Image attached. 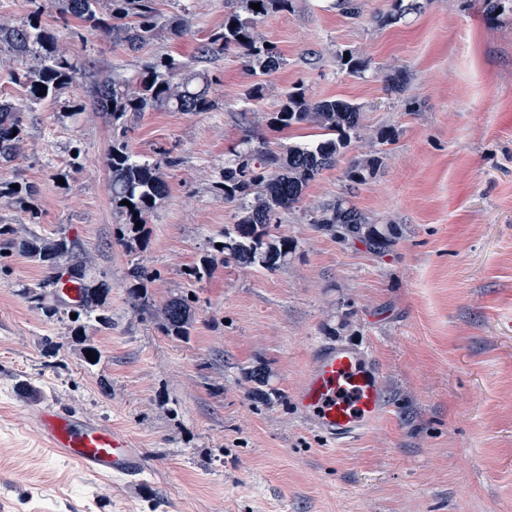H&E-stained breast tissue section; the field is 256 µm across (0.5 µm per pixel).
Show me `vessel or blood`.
<instances>
[{"mask_svg": "<svg viewBox=\"0 0 512 512\" xmlns=\"http://www.w3.org/2000/svg\"><path fill=\"white\" fill-rule=\"evenodd\" d=\"M55 293L69 306L86 299L82 282L67 276L58 279ZM293 401L303 420L327 443L342 445L384 413L376 358L362 346L334 340L319 343ZM23 420L35 429L42 448L86 474L132 483L147 469L145 455L126 431L72 405L37 401L26 406Z\"/></svg>", "mask_w": 512, "mask_h": 512, "instance_id": "obj_1", "label": "vessel or blood"}]
</instances>
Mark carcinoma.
<instances>
[{
	"instance_id": "1",
	"label": "carcinoma",
	"mask_w": 512,
	"mask_h": 512,
	"mask_svg": "<svg viewBox=\"0 0 512 512\" xmlns=\"http://www.w3.org/2000/svg\"><path fill=\"white\" fill-rule=\"evenodd\" d=\"M34 9L27 19L16 21L0 16V68H8L15 82L27 93V102L17 103L9 96H0V167L8 166L28 154L25 135V113L51 101L59 106L60 116L72 118L82 112H105L112 119L114 136L106 165L111 173L112 211L125 225L127 241L138 239L146 216L167 196L165 169L176 163L171 152L163 151L157 158H145L128 149L126 134L132 123L144 112L174 110L207 112L216 107L210 92L213 84L209 74L197 66L219 53L234 52L242 69L257 81L247 90L243 107L248 108L264 97L277 94L279 109L268 118L269 125L280 129H312L313 139L288 146L284 152L266 150L261 141L248 133L238 150L224 159L219 187L224 200L235 207L236 223L224 230L222 247L213 248V259L240 268L260 267L274 271L282 266L296 249V243L275 236L271 228L282 217L295 210L304 200L305 191L323 171L334 168L349 152L351 144L364 140L361 107L337 98L313 99L297 88L278 92L269 77L284 64L277 47L264 40L258 24L268 14L288 9L290 0H226L230 11L224 14V26L197 46L190 61L172 56L144 60L130 73L117 68L107 72L96 63L58 39L42 23V4L32 0ZM260 4L257 11L252 5ZM59 18H74L88 29L101 33L112 44L129 52H138L147 42L164 36L181 39L191 33L192 16L186 5L165 15L156 8V0H54ZM488 19H497L512 11V0H483ZM331 7L347 17L362 12L360 0H332ZM422 0H393L385 22L394 24L408 14L421 10ZM341 69L360 75L367 61L353 53L337 56ZM386 90L401 94L409 82L402 66L391 63L385 68ZM84 88L81 98L65 97L72 87ZM378 159L365 158L352 162L349 181L363 184L373 175ZM36 194L32 185L0 180V204L29 214L28 223H37V212L31 199ZM127 200L131 206L122 204ZM309 223L339 241L359 237L367 224L358 209L344 205L343 200L314 201L307 205ZM6 236L4 250H16L54 269L60 258L71 249L66 239L47 241L30 232L21 237ZM85 305L75 309V332L85 331L92 323H104L107 285L84 284ZM166 332L185 336L192 323L193 306L187 297L168 301L162 309Z\"/></svg>"
}]
</instances>
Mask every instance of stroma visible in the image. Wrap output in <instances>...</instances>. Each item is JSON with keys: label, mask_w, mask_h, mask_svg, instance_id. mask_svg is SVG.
Here are the masks:
<instances>
[{"label": "stroma", "mask_w": 512, "mask_h": 512, "mask_svg": "<svg viewBox=\"0 0 512 512\" xmlns=\"http://www.w3.org/2000/svg\"><path fill=\"white\" fill-rule=\"evenodd\" d=\"M330 0H291L260 34L285 60L283 90L358 104L367 132L396 140L374 149L379 163L351 186L348 159L323 171L306 201L346 198L371 228L390 233L378 250L317 231L301 211L283 218L296 251L276 271L214 262L193 270L210 241L234 222L215 181L230 149L254 129L282 151L308 132L279 130L267 117L278 96L244 115L252 83L234 53L206 62L217 105L209 112H148L128 144L141 156L171 150L168 195L146 218L135 249L122 241L105 158L112 125L100 112L62 120L53 104L28 113L26 158L0 179L37 189L34 230L74 242L58 268L17 252L0 259V497L8 512H512V11L488 22L482 0H427L383 24L392 0H362L343 16ZM193 33L159 38L132 53L81 23L43 21L90 52L102 69L133 70L141 59H190L198 39L224 24V0H188ZM84 39H73L75 31ZM368 62L363 76L340 71L335 53ZM404 66L407 89L381 81ZM84 165L66 167L71 146ZM141 263L154 278L132 282ZM81 264L107 282L108 325L75 335L68 306L53 294L58 273ZM192 296L185 337L166 335L161 310ZM319 340L372 350L386 412L352 447L329 454L293 403ZM101 354L89 362L88 349ZM268 370L272 399L254 401L244 372ZM57 399L123 426L148 469L131 485L102 482L38 445L21 413L27 400ZM384 71L382 81L385 84L386 91L396 94L403 93L409 82V75L406 69L396 63H391Z\"/></svg>", "instance_id": "stroma-1"}]
</instances>
